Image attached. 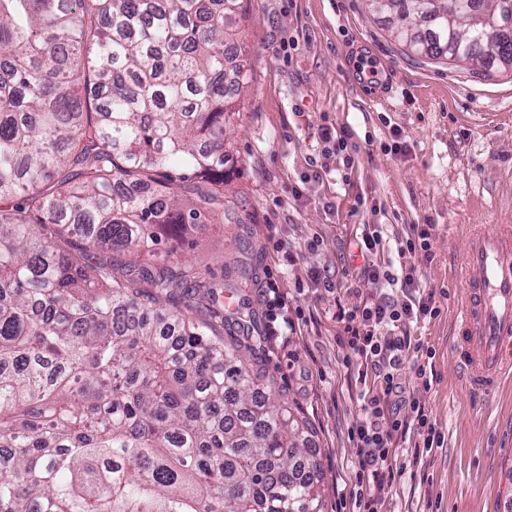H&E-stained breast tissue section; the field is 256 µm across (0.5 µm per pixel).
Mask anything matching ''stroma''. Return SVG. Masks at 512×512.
Instances as JSON below:
<instances>
[{
  "label": "stroma",
  "instance_id": "obj_1",
  "mask_svg": "<svg viewBox=\"0 0 512 512\" xmlns=\"http://www.w3.org/2000/svg\"><path fill=\"white\" fill-rule=\"evenodd\" d=\"M240 27L247 81L226 121L224 167L236 218L194 225L168 247L210 281L248 271L238 286L262 328L285 303L290 327L269 337L264 367L312 424L324 512H352L350 429L377 385L374 375L359 379L336 312L379 296L358 273L352 242L359 225H382L381 262L395 273L415 266L435 291L439 316L409 327L433 357L407 354L402 382L444 438L416 463L413 440L403 442L382 512H512V379L492 397L475 394L454 349L465 227L491 231L512 215V71L483 77L465 62L412 61L365 0H243ZM363 59L376 82L357 72ZM325 126L346 137L352 166L326 158ZM414 224L435 225L432 260L398 256ZM314 271L333 290L315 285ZM422 364L433 371L426 388Z\"/></svg>",
  "mask_w": 512,
  "mask_h": 512
}]
</instances>
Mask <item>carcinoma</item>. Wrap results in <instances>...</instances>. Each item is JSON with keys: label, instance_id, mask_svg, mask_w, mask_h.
Listing matches in <instances>:
<instances>
[{"label": "carcinoma", "instance_id": "carcinoma-1", "mask_svg": "<svg viewBox=\"0 0 512 512\" xmlns=\"http://www.w3.org/2000/svg\"><path fill=\"white\" fill-rule=\"evenodd\" d=\"M369 6L433 61L512 67V34L475 41L492 10L433 0L428 25L421 0ZM241 17V0H0V202L19 197L0 207V512H324L256 312L224 316L234 284L165 246L231 209ZM92 247L111 256L92 266Z\"/></svg>", "mask_w": 512, "mask_h": 512}]
</instances>
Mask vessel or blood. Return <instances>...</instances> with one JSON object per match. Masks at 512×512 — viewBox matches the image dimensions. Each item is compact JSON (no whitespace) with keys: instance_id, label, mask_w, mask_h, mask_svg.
<instances>
[{"instance_id":"obj_1","label":"vessel or blood","mask_w":512,"mask_h":512,"mask_svg":"<svg viewBox=\"0 0 512 512\" xmlns=\"http://www.w3.org/2000/svg\"><path fill=\"white\" fill-rule=\"evenodd\" d=\"M458 355L475 391L512 371V225L469 228L461 261Z\"/></svg>"}]
</instances>
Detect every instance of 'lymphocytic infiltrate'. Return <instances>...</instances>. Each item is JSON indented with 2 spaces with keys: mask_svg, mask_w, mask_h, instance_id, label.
Segmentation results:
<instances>
[{
  "mask_svg": "<svg viewBox=\"0 0 512 512\" xmlns=\"http://www.w3.org/2000/svg\"><path fill=\"white\" fill-rule=\"evenodd\" d=\"M381 241L376 226L363 225L354 240L363 260L361 272L377 283L399 284L403 300L383 296L338 313L354 356L370 364L380 382L378 393L364 401L363 418L351 430L357 447L355 467L362 512H381L378 492L395 478L392 460L400 440L416 434L426 453L442 447L444 441L420 399L401 382L405 356L423 352L424 345L408 333L391 331L397 324H417L438 316L435 293L423 286L415 267H405L398 277L383 270L377 260Z\"/></svg>",
  "mask_w": 512,
  "mask_h": 512,
  "instance_id": "f902f5d3",
  "label": "lymphocytic infiltrate"
}]
</instances>
